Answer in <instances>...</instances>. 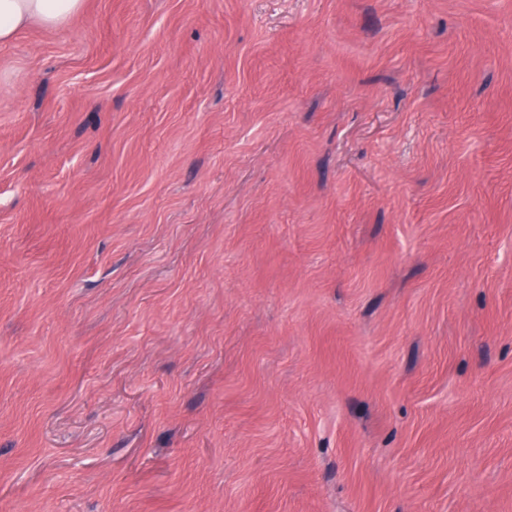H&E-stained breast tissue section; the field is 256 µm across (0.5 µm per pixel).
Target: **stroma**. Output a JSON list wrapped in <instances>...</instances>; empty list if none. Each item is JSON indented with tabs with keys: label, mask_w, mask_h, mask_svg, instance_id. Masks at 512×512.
I'll return each mask as SVG.
<instances>
[{
	"label": "stroma",
	"mask_w": 512,
	"mask_h": 512,
	"mask_svg": "<svg viewBox=\"0 0 512 512\" xmlns=\"http://www.w3.org/2000/svg\"><path fill=\"white\" fill-rule=\"evenodd\" d=\"M0 512H512V0L0 47Z\"/></svg>",
	"instance_id": "1"
}]
</instances>
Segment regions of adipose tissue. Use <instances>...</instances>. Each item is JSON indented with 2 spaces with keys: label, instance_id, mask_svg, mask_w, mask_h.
Masks as SVG:
<instances>
[{
  "label": "adipose tissue",
  "instance_id": "ef3b65f1",
  "mask_svg": "<svg viewBox=\"0 0 512 512\" xmlns=\"http://www.w3.org/2000/svg\"><path fill=\"white\" fill-rule=\"evenodd\" d=\"M82 7L83 0H0V45L10 44L33 23L58 28L79 14Z\"/></svg>",
  "mask_w": 512,
  "mask_h": 512
}]
</instances>
